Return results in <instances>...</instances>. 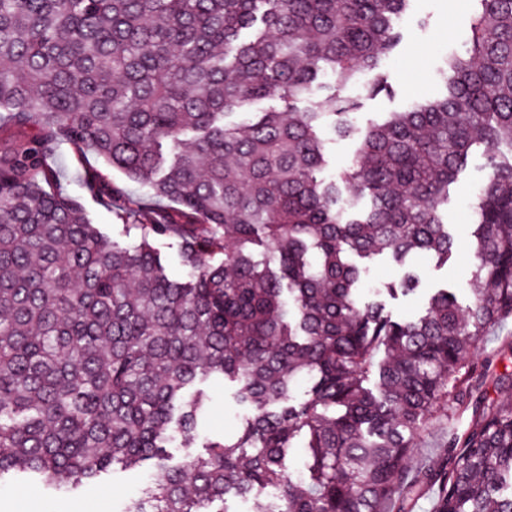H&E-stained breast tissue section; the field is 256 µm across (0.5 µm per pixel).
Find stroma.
<instances>
[{"mask_svg": "<svg viewBox=\"0 0 512 512\" xmlns=\"http://www.w3.org/2000/svg\"><path fill=\"white\" fill-rule=\"evenodd\" d=\"M475 10V0H414L400 22L402 40L383 63L395 95L363 99L359 120L379 119L385 113L437 97L442 89L438 76L442 60L450 55H466ZM50 163L57 173L59 190L77 197L103 233L120 237L122 226L112 211L84 191L78 181L80 172L101 168V161L90 153L78 155L72 146L64 144ZM487 176L485 153L482 148H473L464 172L449 189L444 211L457 236V251L445 265L432 259L412 260L410 266L421 277V289L384 297L385 309L392 317L420 314L427 295L441 288L453 292L460 302L468 301L473 265L468 223L476 189ZM235 392L236 386L230 381L216 379L209 383L201 440L235 435L246 416ZM154 475L155 469L149 463L130 471L118 469L104 475L99 484L69 495L57 493L37 478L20 476L0 484V512H122L125 501L140 496Z\"/></svg>", "mask_w": 512, "mask_h": 512, "instance_id": "obj_1", "label": "stroma"}]
</instances>
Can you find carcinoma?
Wrapping results in <instances>:
<instances>
[{
	"instance_id": "carcinoma-1",
	"label": "carcinoma",
	"mask_w": 512,
	"mask_h": 512,
	"mask_svg": "<svg viewBox=\"0 0 512 512\" xmlns=\"http://www.w3.org/2000/svg\"><path fill=\"white\" fill-rule=\"evenodd\" d=\"M411 2L0 0V112L39 128L0 153V482L70 493L155 459V482L122 512H229L230 498L252 512H409L428 486L434 512H512V400L483 391L509 375L469 361L512 320V0H476L468 57L444 59L441 96L358 127L343 91L373 71L367 95L393 97L380 66ZM327 128L358 141L333 178ZM63 142L148 189L81 178L131 240L54 189ZM475 146L489 174L469 304L439 290L397 320L361 300L365 267L349 253L455 254L441 207ZM352 183L368 211L344 197ZM160 237L176 239L185 276L169 275ZM213 377L250 414L202 458ZM299 378L310 387L295 402ZM450 410L467 427L413 469L418 437Z\"/></svg>"
}]
</instances>
